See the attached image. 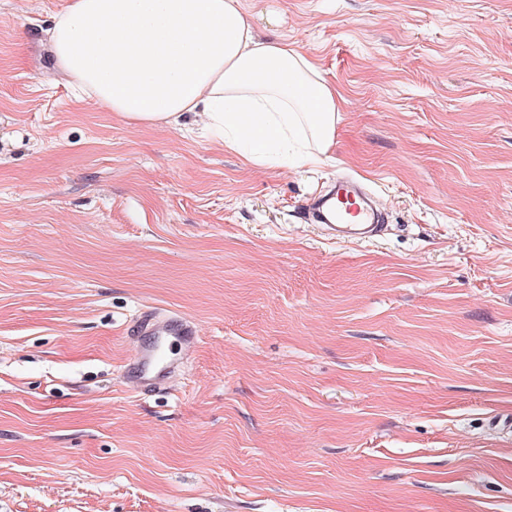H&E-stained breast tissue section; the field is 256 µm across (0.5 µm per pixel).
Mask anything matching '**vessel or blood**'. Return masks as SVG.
Listing matches in <instances>:
<instances>
[{
  "label": "vessel or blood",
  "instance_id": "vessel-or-blood-1",
  "mask_svg": "<svg viewBox=\"0 0 512 512\" xmlns=\"http://www.w3.org/2000/svg\"><path fill=\"white\" fill-rule=\"evenodd\" d=\"M310 210L314 223L330 231L339 242L370 241L381 215L369 199L364 181L356 177L337 180L330 190L314 197ZM143 329L158 337L159 344L141 346L123 367L127 389L138 394L165 384L173 376L176 365L164 358L163 347L178 342L193 348L198 343L193 323L182 317L150 316L144 320Z\"/></svg>",
  "mask_w": 512,
  "mask_h": 512
}]
</instances>
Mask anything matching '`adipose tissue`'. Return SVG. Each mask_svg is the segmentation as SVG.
Here are the masks:
<instances>
[{
    "label": "adipose tissue",
    "instance_id": "1",
    "mask_svg": "<svg viewBox=\"0 0 512 512\" xmlns=\"http://www.w3.org/2000/svg\"><path fill=\"white\" fill-rule=\"evenodd\" d=\"M58 70L128 122L208 131L253 165L320 161L339 95L285 42L256 39L239 0H68L49 31Z\"/></svg>",
    "mask_w": 512,
    "mask_h": 512
}]
</instances>
